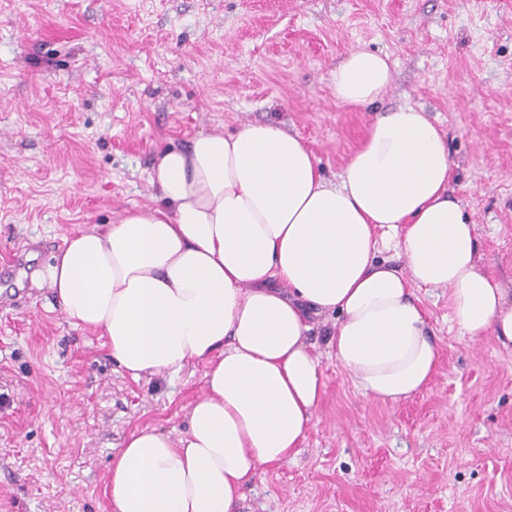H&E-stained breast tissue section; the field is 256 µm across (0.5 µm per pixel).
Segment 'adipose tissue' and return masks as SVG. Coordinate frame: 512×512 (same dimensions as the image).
Instances as JSON below:
<instances>
[{
  "instance_id": "ef3b65f1",
  "label": "adipose tissue",
  "mask_w": 512,
  "mask_h": 512,
  "mask_svg": "<svg viewBox=\"0 0 512 512\" xmlns=\"http://www.w3.org/2000/svg\"><path fill=\"white\" fill-rule=\"evenodd\" d=\"M391 81L387 56L364 49L331 72L353 109ZM451 172L443 135L409 104L371 124L336 183L299 137L247 123L158 153L159 207L64 237L40 278L69 324L98 332L135 378L206 365L185 431L139 428L113 455L114 512H237L322 400L312 315L337 314L329 356L383 403L419 394L440 365L417 289H447L462 331L512 344V298L482 267ZM383 241L406 270L379 259Z\"/></svg>"
}]
</instances>
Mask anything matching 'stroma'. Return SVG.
I'll list each match as a JSON object with an SVG mask.
<instances>
[{"instance_id":"35a3bbf8","label":"stroma","mask_w":512,"mask_h":512,"mask_svg":"<svg viewBox=\"0 0 512 512\" xmlns=\"http://www.w3.org/2000/svg\"><path fill=\"white\" fill-rule=\"evenodd\" d=\"M388 55L363 110L330 72ZM423 109L453 161L449 192L485 270L512 289V0H0V512H112V454L138 427L173 434L205 365L135 379L71 326L40 274L64 236L155 204L156 153L201 131L271 122L338 180L390 108ZM417 295L439 343L427 388L388 405L309 341L326 389L307 437L243 491L238 512H512V344Z\"/></svg>"}]
</instances>
